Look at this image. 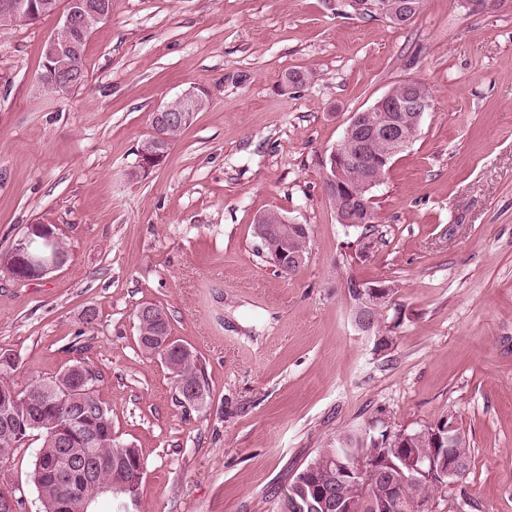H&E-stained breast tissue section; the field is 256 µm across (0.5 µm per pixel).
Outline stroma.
Instances as JSON below:
<instances>
[{"label":"stroma","mask_w":512,"mask_h":512,"mask_svg":"<svg viewBox=\"0 0 512 512\" xmlns=\"http://www.w3.org/2000/svg\"><path fill=\"white\" fill-rule=\"evenodd\" d=\"M56 23L0 30V254L38 223L71 251L37 280L0 266L15 385L78 362L98 374L143 462L135 512H283L290 476L338 432L448 412L473 465L438 512H512V0H422L403 25L349 0H112L66 94L38 81ZM295 69L308 83L282 90ZM408 80L432 107L373 191L371 232L340 224L321 159ZM198 85L207 108L129 180L152 113ZM270 211L310 227L293 275L254 233ZM352 280L393 288L386 351L355 323ZM145 303L199 357L203 405L141 350ZM39 445L0 460L19 512H41Z\"/></svg>","instance_id":"stroma-1"}]
</instances>
